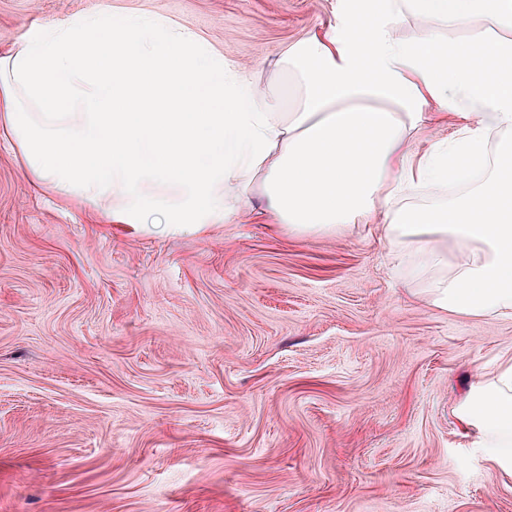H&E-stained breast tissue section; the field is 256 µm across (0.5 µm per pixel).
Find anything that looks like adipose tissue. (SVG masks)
Segmentation results:
<instances>
[{"instance_id":"adipose-tissue-1","label":"adipose tissue","mask_w":512,"mask_h":512,"mask_svg":"<svg viewBox=\"0 0 512 512\" xmlns=\"http://www.w3.org/2000/svg\"><path fill=\"white\" fill-rule=\"evenodd\" d=\"M411 12L425 36H393ZM469 22L480 36L446 38ZM278 63L297 80L288 113L225 72L190 30L87 15L31 28L0 57V119L35 182L116 223H203L224 214L225 187L257 175L266 216L289 231L381 213L400 257L420 273L442 269L428 285L437 307L512 317V0H347L333 31L293 43ZM439 112L457 113L462 128L419 148ZM489 156L490 174L465 197L400 207L417 188L469 182ZM456 415L512 475V365L476 381Z\"/></svg>"}]
</instances>
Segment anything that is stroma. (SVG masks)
I'll return each mask as SVG.
<instances>
[{
    "mask_svg": "<svg viewBox=\"0 0 512 512\" xmlns=\"http://www.w3.org/2000/svg\"><path fill=\"white\" fill-rule=\"evenodd\" d=\"M344 0H0V56L106 8L193 30L297 105ZM196 228L95 222L0 124V512H512L457 403L512 318L437 308L374 217L292 233L260 187Z\"/></svg>",
    "mask_w": 512,
    "mask_h": 512,
    "instance_id": "1",
    "label": "stroma"
}]
</instances>
